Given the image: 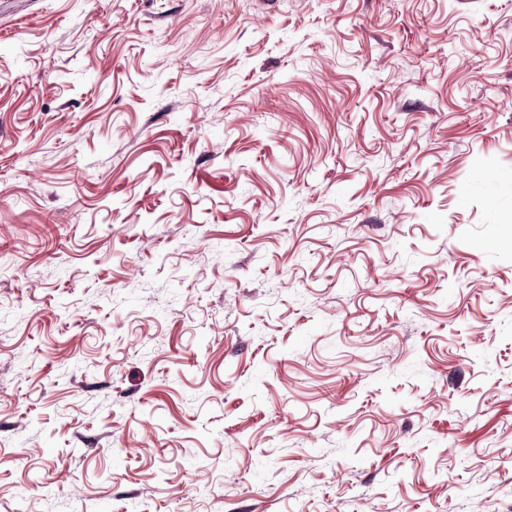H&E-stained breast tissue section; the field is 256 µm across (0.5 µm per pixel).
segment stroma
I'll use <instances>...</instances> for the list:
<instances>
[{
  "instance_id": "stroma-1",
  "label": "stroma",
  "mask_w": 512,
  "mask_h": 512,
  "mask_svg": "<svg viewBox=\"0 0 512 512\" xmlns=\"http://www.w3.org/2000/svg\"><path fill=\"white\" fill-rule=\"evenodd\" d=\"M0 512H512V0H0Z\"/></svg>"
}]
</instances>
